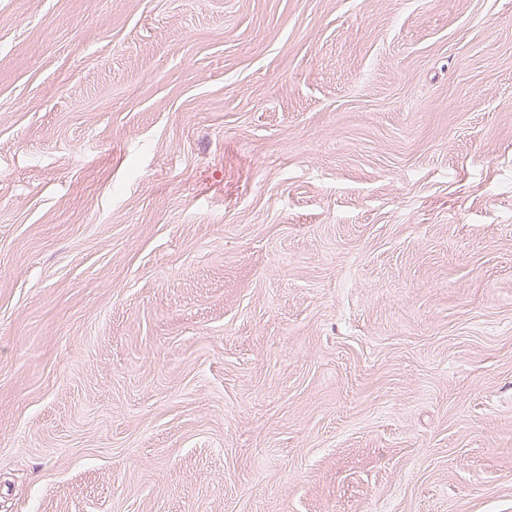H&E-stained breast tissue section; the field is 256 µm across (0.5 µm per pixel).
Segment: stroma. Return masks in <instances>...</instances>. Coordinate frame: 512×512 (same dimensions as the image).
Segmentation results:
<instances>
[{"instance_id": "obj_1", "label": "stroma", "mask_w": 512, "mask_h": 512, "mask_svg": "<svg viewBox=\"0 0 512 512\" xmlns=\"http://www.w3.org/2000/svg\"><path fill=\"white\" fill-rule=\"evenodd\" d=\"M512 0H0V512H512Z\"/></svg>"}]
</instances>
